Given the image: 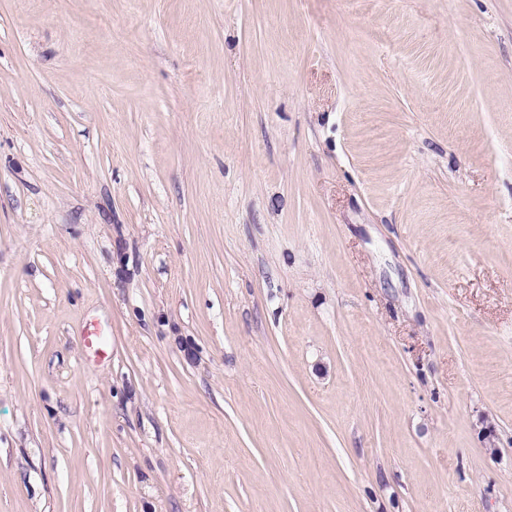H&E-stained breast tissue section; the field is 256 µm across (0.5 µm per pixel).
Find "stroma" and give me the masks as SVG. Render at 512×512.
Masks as SVG:
<instances>
[{
    "mask_svg": "<svg viewBox=\"0 0 512 512\" xmlns=\"http://www.w3.org/2000/svg\"><path fill=\"white\" fill-rule=\"evenodd\" d=\"M0 512H512V0H0Z\"/></svg>",
    "mask_w": 512,
    "mask_h": 512,
    "instance_id": "stroma-1",
    "label": "stroma"
}]
</instances>
